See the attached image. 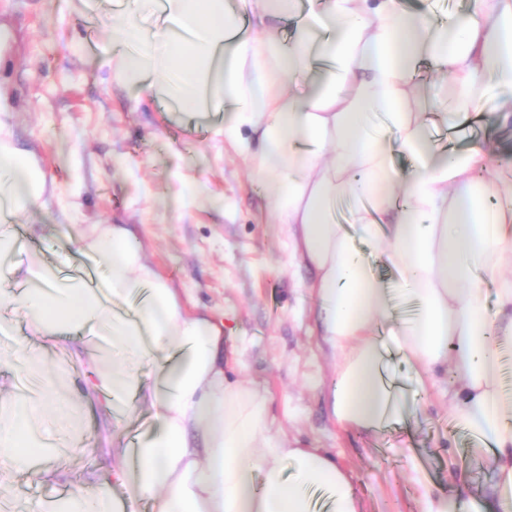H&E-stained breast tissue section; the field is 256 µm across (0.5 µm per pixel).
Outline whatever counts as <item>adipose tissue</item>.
<instances>
[{
	"label": "adipose tissue",
	"mask_w": 512,
	"mask_h": 512,
	"mask_svg": "<svg viewBox=\"0 0 512 512\" xmlns=\"http://www.w3.org/2000/svg\"><path fill=\"white\" fill-rule=\"evenodd\" d=\"M142 2L166 16L155 45H144L128 11L115 12L114 51L103 64L140 98L168 99L172 111L225 109V138L259 143L253 175L288 225L293 254L315 272L317 319L337 360V423L367 431L403 419L406 406L385 379L390 355L420 389L453 365L455 418L486 440L494 471L483 512H512V396L488 340L493 314L512 315V277L503 273L512 262V204L486 203L499 191L512 197L503 185L512 156L488 135H468L490 102L501 125L512 124V0H470L467 11L442 18L402 0ZM280 17L296 22L285 44L269 26ZM421 61L448 80V104L416 80ZM412 98L424 99V111H406ZM8 101L0 86V218L31 210L45 187L34 154L14 144ZM376 111L383 124H374ZM398 152L415 162L407 174L395 168ZM342 200L355 202L354 223L382 244L416 302V320L401 322L392 339L377 332L390 313L387 290L334 219ZM88 247L110 272L105 292L24 261L15 239L2 236L0 282L25 283L17 305L32 336L96 328L111 336L112 366L89 369L85 393L133 395L154 410L158 426L137 457L104 438L112 476L132 490L126 512L143 499L154 512H314L315 488L330 512H360L333 457L274 441L259 387L224 377L221 324L185 313L129 228L106 225ZM131 302L135 317L116 313ZM144 358L165 364L164 385L136 377L132 364ZM46 387L44 399L0 391V472L40 452L32 424L45 412L73 423L77 403L63 375L48 376ZM286 459L294 478L283 475Z\"/></svg>",
	"instance_id": "ef3b65f1"
}]
</instances>
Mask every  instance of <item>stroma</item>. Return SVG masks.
Masks as SVG:
<instances>
[{
	"label": "stroma",
	"instance_id": "1",
	"mask_svg": "<svg viewBox=\"0 0 512 512\" xmlns=\"http://www.w3.org/2000/svg\"><path fill=\"white\" fill-rule=\"evenodd\" d=\"M111 9L110 0H0V25L11 33L0 67L10 122L46 180L41 207L12 226L28 257L50 264L67 257L64 276L101 288L108 278L101 255L80 247L70 227L131 225L144 260L176 288L185 310L223 322L226 378L261 384L273 436L329 453L350 475L362 512H422L425 493L459 488L479 512L493 470L455 424L450 368L411 396L408 418L367 433L339 428L329 400L335 361L317 332L310 274L288 254V227L278 223L273 199L254 182L245 154L217 135L213 113L166 111L101 66L112 50ZM191 181L204 193L182 202ZM30 223L44 225L41 236L28 235ZM28 336L18 313L0 312V386L39 396V376L20 364ZM69 342L66 335L41 341L48 366L76 378L110 367L105 333L88 336L77 360L65 351ZM103 401L82 399L78 434L57 440L61 456H43L34 474H0V512L35 505L54 512L74 488L105 481L125 499L100 437L115 433L116 447L135 449L156 421L148 407L117 417ZM452 464L462 477L457 488L448 484Z\"/></svg>",
	"mask_w": 512,
	"mask_h": 512
}]
</instances>
